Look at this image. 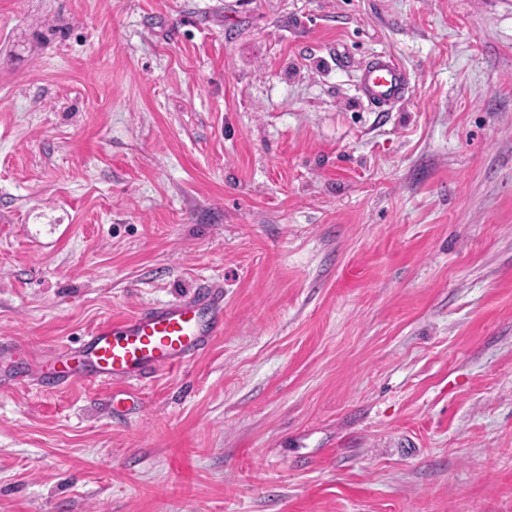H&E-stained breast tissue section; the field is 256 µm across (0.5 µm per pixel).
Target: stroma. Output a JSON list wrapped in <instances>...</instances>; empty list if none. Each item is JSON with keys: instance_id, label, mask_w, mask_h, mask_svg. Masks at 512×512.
<instances>
[{"instance_id": "stroma-1", "label": "stroma", "mask_w": 512, "mask_h": 512, "mask_svg": "<svg viewBox=\"0 0 512 512\" xmlns=\"http://www.w3.org/2000/svg\"><path fill=\"white\" fill-rule=\"evenodd\" d=\"M0 342V512H512V0H0ZM360 86L365 97L377 104L400 99L408 88L404 69L392 57L383 54L374 55L365 65ZM208 288L191 299L145 310L95 328L76 348L42 370L44 387L76 381H133L161 367L180 366L203 351L224 325V294Z\"/></svg>"}]
</instances>
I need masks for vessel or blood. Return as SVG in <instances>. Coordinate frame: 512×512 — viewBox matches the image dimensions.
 Segmentation results:
<instances>
[{"label":"vessel or blood","instance_id":"vessel-or-blood-1","mask_svg":"<svg viewBox=\"0 0 512 512\" xmlns=\"http://www.w3.org/2000/svg\"><path fill=\"white\" fill-rule=\"evenodd\" d=\"M365 97L377 104L400 99L407 91L404 69L377 54L360 76ZM224 325V295L211 287L191 299L145 310L131 318L95 328L78 347L58 353L43 370L46 388L76 381H133L161 367H175L203 351Z\"/></svg>","mask_w":512,"mask_h":512}]
</instances>
